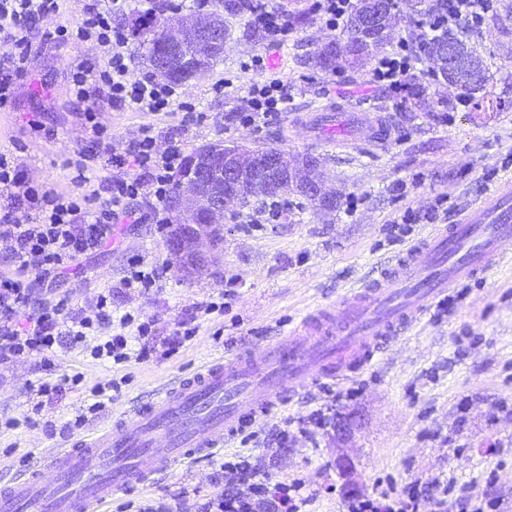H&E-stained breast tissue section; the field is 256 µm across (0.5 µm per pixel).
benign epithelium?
Returning a JSON list of instances; mask_svg holds the SVG:
<instances>
[{"mask_svg":"<svg viewBox=\"0 0 512 512\" xmlns=\"http://www.w3.org/2000/svg\"><path fill=\"white\" fill-rule=\"evenodd\" d=\"M391 22L389 0H368L354 21L361 36L374 40L386 33ZM149 37L163 45L153 57L152 69L163 77L176 71L193 80L206 74L212 62L224 56V9L189 13L175 21L160 17ZM439 67L455 85V74L469 66L456 48L441 53ZM302 191L317 205H328L336 196L325 188L321 161L311 153L288 157L278 148L247 150L214 142L201 146L185 160L171 207L179 224L166 240L167 249L180 260V271L193 276L217 264L224 237V206L242 204L258 194Z\"/></svg>","mask_w":512,"mask_h":512,"instance_id":"1","label":"benign epithelium"}]
</instances>
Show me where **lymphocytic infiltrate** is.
Segmentation results:
<instances>
[{"label": "lymphocytic infiltrate", "mask_w": 512, "mask_h": 512, "mask_svg": "<svg viewBox=\"0 0 512 512\" xmlns=\"http://www.w3.org/2000/svg\"><path fill=\"white\" fill-rule=\"evenodd\" d=\"M61 2L0 0V108L11 102L17 79L28 69L41 22L58 14ZM447 3L445 16L425 20L424 28L429 33L445 29L461 34L474 31L493 6V0ZM123 10L121 0H112L105 9L92 4L74 25L54 30V40L92 42L102 51L101 57L83 59L75 66L72 96L80 102L103 96L120 110L133 106L159 114L179 111L183 122L197 121V114L184 111L176 85L150 76L130 82L129 40L112 24L113 14ZM248 19L268 44L280 46L287 40L290 27L283 13L271 7L268 0H249ZM423 57L422 44L400 41L396 51L377 58L372 84L397 94L405 92L407 76ZM288 100L283 80L253 82L238 120L244 126L265 127L287 109ZM85 119L93 146L75 153L71 162L76 171L73 191L62 193L32 185L23 171L0 153V191L8 198L0 207V254L11 262L9 269L0 271V370L24 358L40 357L43 375L35 388L44 396L80 383L79 377L56 373L51 352L60 338L78 346L85 342L88 331L115 321L126 326L132 317L125 314L113 318L112 303L106 295L99 296L93 314L73 315L67 297L38 298L35 277L86 276L80 258L111 246L119 234V224L169 223L167 200L177 188L176 177L184 162L180 143L160 142L153 128H142L138 139L121 150L113 146L111 132L97 121L94 111H87ZM101 163L115 168L116 173L101 181L99 189L87 191L89 175ZM144 197L154 200L147 214L134 206ZM216 477L223 482V490L200 503L197 512H302L308 502L299 481L273 479L250 455L238 454L224 461ZM441 493L439 482H414L398 493L350 497L347 512H421L426 501L441 507Z\"/></svg>", "instance_id": "obj_1"}]
</instances>
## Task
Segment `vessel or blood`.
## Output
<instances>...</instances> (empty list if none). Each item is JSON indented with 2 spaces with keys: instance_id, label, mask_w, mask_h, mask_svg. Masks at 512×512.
Wrapping results in <instances>:
<instances>
[{
  "instance_id": "b4317fda",
  "label": "vessel or blood",
  "mask_w": 512,
  "mask_h": 512,
  "mask_svg": "<svg viewBox=\"0 0 512 512\" xmlns=\"http://www.w3.org/2000/svg\"><path fill=\"white\" fill-rule=\"evenodd\" d=\"M299 123L318 135L337 129L329 110ZM511 257L507 182L387 263L380 279L350 289L337 308L314 309L261 354L178 376L107 425L32 460L23 476L0 485V512H103L118 493L222 449L298 389L357 372L431 304Z\"/></svg>"
}]
</instances>
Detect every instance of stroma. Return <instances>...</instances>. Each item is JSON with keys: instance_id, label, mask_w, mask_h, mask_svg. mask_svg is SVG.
<instances>
[{"instance_id": "obj_1", "label": "stroma", "mask_w": 512, "mask_h": 512, "mask_svg": "<svg viewBox=\"0 0 512 512\" xmlns=\"http://www.w3.org/2000/svg\"><path fill=\"white\" fill-rule=\"evenodd\" d=\"M273 3L286 14L307 15L308 22L292 27L278 50L281 65L263 74L287 81L291 99L287 112L259 131L236 121L246 85L260 75L245 65L269 54L264 38L245 22L230 21L223 58L206 75L180 86L182 101L202 116L191 125L183 124L178 112L163 117L116 110L102 97L77 102L70 94V74L82 59L99 56L93 43H50L33 50L28 77L20 80L10 110L0 111V152L29 181L72 189L69 162L89 136L84 113L90 108L119 148L151 124L161 140H181L188 154L220 140L314 154L337 204L324 210L288 195L280 218L267 224L256 223L253 208L228 211L215 272L188 279L173 266L146 292L122 288L120 279L131 258L168 259L167 234L153 224L137 225L115 247L88 259L91 278L50 283L49 291L67 295L74 312L87 314L101 289H111L114 316L136 317L134 325L112 327L113 333L130 336L134 351L141 344L136 337L141 323L151 326L150 340L157 344L178 320H194L198 332L173 357L121 365L90 357L89 347L106 339L90 332L86 350L59 354L62 372L82 373L79 389L42 398L43 410L32 423L25 417L34 404L29 385L38 377L39 361L16 362L0 375V472L6 476L19 473L20 460L65 443V436L47 431V424L60 426L83 412L86 428L98 427L183 372L248 347L261 349L313 308L336 303L350 288L377 276L382 264L404 250L390 244L388 226L405 211L423 213L439 202L438 222L451 224L498 182L512 180V0H496L481 29L467 37L483 63L486 94L498 104L494 112L474 111L473 100L446 81L425 79L427 61L412 73L426 92L411 112L399 111V96L370 84L374 58L336 75L315 70L312 53L341 37V30L310 15V0ZM222 78L233 86L219 94L213 85ZM330 106L388 124L390 139L375 146L340 136L321 143L291 122L293 115ZM230 279L237 286L228 307L219 314L198 313L203 302L219 300ZM114 382L120 391L90 413L95 388ZM326 406L333 420L354 416L348 441H337L334 430L312 427L288 447L277 446L274 434L285 419H303ZM223 451L253 454L273 477L300 480L311 499L306 512H344L350 496L399 490L416 480L448 484L442 512H460L462 489L471 484L499 498V512H512V260L456 288L447 306L432 304L365 369L329 387H306ZM341 454L353 458V478L337 470ZM214 471L208 461L178 465L145 489L113 501L106 512L176 493L180 512H194V503L216 489Z\"/></svg>"}]
</instances>
